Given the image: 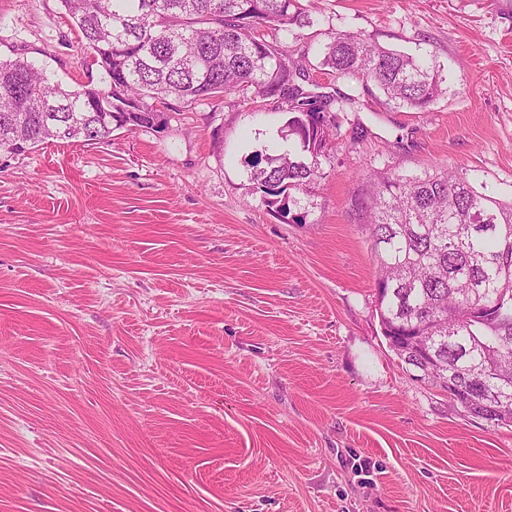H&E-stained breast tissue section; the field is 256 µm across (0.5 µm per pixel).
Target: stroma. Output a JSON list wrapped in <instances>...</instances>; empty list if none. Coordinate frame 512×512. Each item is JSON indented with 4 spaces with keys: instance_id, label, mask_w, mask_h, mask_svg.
<instances>
[{
    "instance_id": "35a3bbf8",
    "label": "stroma",
    "mask_w": 512,
    "mask_h": 512,
    "mask_svg": "<svg viewBox=\"0 0 512 512\" xmlns=\"http://www.w3.org/2000/svg\"><path fill=\"white\" fill-rule=\"evenodd\" d=\"M281 37L423 52L425 112L359 96L284 223L248 160L273 100L0 154V512H512V426L416 379L376 315L352 196L452 168L512 202V0H311ZM91 82L60 0H0V58Z\"/></svg>"
}]
</instances>
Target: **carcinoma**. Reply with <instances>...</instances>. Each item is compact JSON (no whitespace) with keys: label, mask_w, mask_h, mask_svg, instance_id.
<instances>
[{"label":"carcinoma","mask_w":512,"mask_h":512,"mask_svg":"<svg viewBox=\"0 0 512 512\" xmlns=\"http://www.w3.org/2000/svg\"><path fill=\"white\" fill-rule=\"evenodd\" d=\"M90 49L99 85L67 86L35 62L0 59V153L21 155L50 140L101 142L121 128L163 129L158 105L185 107L253 89L278 102L288 148L254 151L250 180L285 223L301 224L296 194L319 174L336 113L355 96L319 91L277 35L315 25L301 0H60ZM272 33V39L259 30ZM317 68L424 112L445 92L441 66L355 32H328ZM353 207L368 225L382 335L433 336L435 362L397 357L438 383L450 376L469 414L512 425V402L482 405L471 382L495 364L512 389V203L450 170L371 169Z\"/></svg>","instance_id":"1"}]
</instances>
